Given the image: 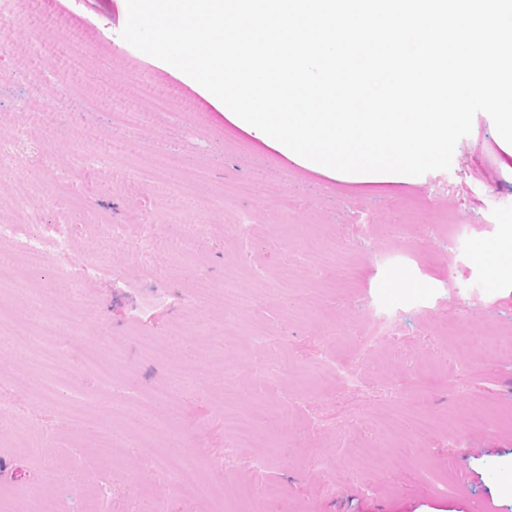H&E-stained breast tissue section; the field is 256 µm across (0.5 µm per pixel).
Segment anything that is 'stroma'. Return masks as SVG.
<instances>
[{"instance_id": "1", "label": "stroma", "mask_w": 512, "mask_h": 512, "mask_svg": "<svg viewBox=\"0 0 512 512\" xmlns=\"http://www.w3.org/2000/svg\"><path fill=\"white\" fill-rule=\"evenodd\" d=\"M16 8L0 17V155L19 159L0 174V219L56 223L60 198L84 230L122 224L127 236L99 273L80 240L33 260L0 243L7 314L34 322L100 300L60 332L54 360L72 378L54 403L33 394L38 350L0 325V512L32 494L57 512H139L144 500L161 512H512V351L485 346L512 334V276L492 279L475 257L512 229L492 118L474 116L450 169L365 193L254 141L178 69L126 42V0ZM158 96L168 111H155ZM200 164L208 182L184 193V171ZM242 182L258 195L236 198ZM359 213L373 225H350ZM443 214L466 236L437 230ZM244 215L251 235L228 236ZM149 224L206 233L175 251ZM310 235L334 266L305 251ZM228 284L248 300L233 322L216 302ZM375 311L397 333L366 349ZM257 325L268 331L258 343ZM225 334L241 348L223 350ZM115 353L111 386L97 371ZM160 386L166 399L141 428L113 419V400L135 405ZM229 415L258 430L255 446L232 448ZM105 436L119 446L108 465ZM360 443L382 467L353 455ZM176 444L210 495L177 492L163 466Z\"/></svg>"}]
</instances>
